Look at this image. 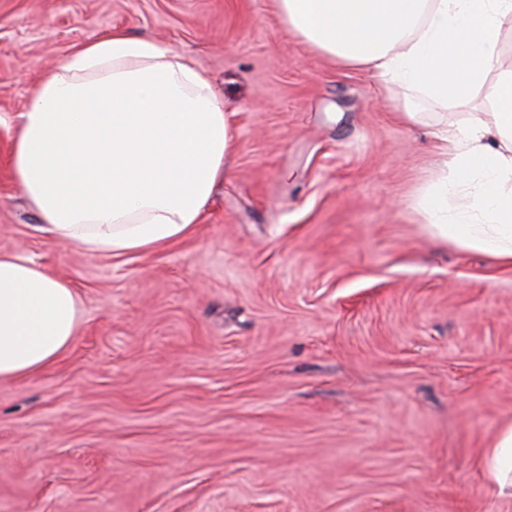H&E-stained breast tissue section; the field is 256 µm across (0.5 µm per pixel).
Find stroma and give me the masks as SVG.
Instances as JSON below:
<instances>
[{"label": "stroma", "instance_id": "1", "mask_svg": "<svg viewBox=\"0 0 512 512\" xmlns=\"http://www.w3.org/2000/svg\"><path fill=\"white\" fill-rule=\"evenodd\" d=\"M121 29L184 54L235 145L187 238L96 256L39 231L9 157L41 74ZM408 95L287 32L276 0H0V252L81 297L0 383V512H512V271L434 237ZM479 465L499 497L512 500V424L502 428L480 457Z\"/></svg>", "mask_w": 512, "mask_h": 512}]
</instances>
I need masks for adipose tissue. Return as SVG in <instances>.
<instances>
[{
  "label": "adipose tissue",
  "mask_w": 512,
  "mask_h": 512,
  "mask_svg": "<svg viewBox=\"0 0 512 512\" xmlns=\"http://www.w3.org/2000/svg\"><path fill=\"white\" fill-rule=\"evenodd\" d=\"M287 29L344 65H362L440 105L489 88L493 123L434 134L443 175L421 200L429 230L512 268V69L496 70L512 0H277ZM234 143L224 101L170 46L121 30L44 73L10 153L40 229L92 255L148 253L186 238L224 179ZM74 288L31 259L0 253V382L30 379L76 336ZM512 499V424L480 457Z\"/></svg>",
  "instance_id": "adipose-tissue-1"
}]
</instances>
